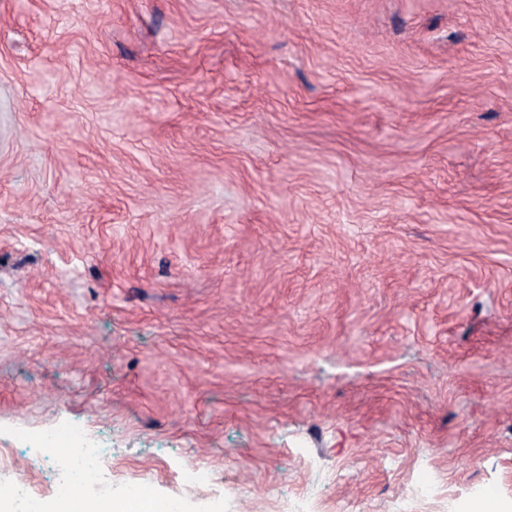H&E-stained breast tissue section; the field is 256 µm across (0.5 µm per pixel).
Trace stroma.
Returning <instances> with one entry per match:
<instances>
[{
	"mask_svg": "<svg viewBox=\"0 0 512 512\" xmlns=\"http://www.w3.org/2000/svg\"><path fill=\"white\" fill-rule=\"evenodd\" d=\"M70 424L183 512H512V0H0L42 501Z\"/></svg>",
	"mask_w": 512,
	"mask_h": 512,
	"instance_id": "1",
	"label": "stroma"
}]
</instances>
